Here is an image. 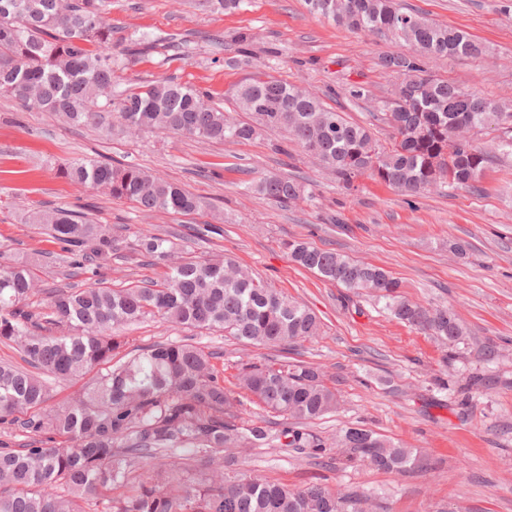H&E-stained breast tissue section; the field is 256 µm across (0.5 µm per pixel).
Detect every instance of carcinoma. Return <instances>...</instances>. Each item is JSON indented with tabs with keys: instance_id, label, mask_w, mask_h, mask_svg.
Returning <instances> with one entry per match:
<instances>
[{
	"instance_id": "cac0c4a2",
	"label": "carcinoma",
	"mask_w": 512,
	"mask_h": 512,
	"mask_svg": "<svg viewBox=\"0 0 512 512\" xmlns=\"http://www.w3.org/2000/svg\"><path fill=\"white\" fill-rule=\"evenodd\" d=\"M305 2L310 13L338 26L408 46L382 58L385 71L401 79L380 108V120L392 129L388 142L314 94L270 76L237 86L234 106L243 120L174 76L119 88L114 69L157 52L158 40H134L124 56L115 55L110 0H0V96L74 126H98L108 115L109 133L243 143L262 131H282L348 192L363 178L409 195L474 187L490 156L456 136L463 129L498 126L495 153L512 155L511 110L424 70L426 59L481 57L483 45L466 31L436 25L397 0ZM61 174L143 212L187 215L204 207L178 184L134 165L80 159ZM250 188L282 207L312 197L303 182L276 173ZM30 220L60 245L54 263L80 284L54 289L42 302L36 300L40 259L21 257L0 268V343L27 364L0 363V512H84L86 501L95 512H366L356 491L318 483L288 488L237 468L234 449L274 440L281 448L325 454L324 443L303 428L339 405L317 368L286 356L241 362L231 389L215 353L184 342L128 351L122 334L127 325L158 318L286 353L318 335L311 309L230 260L183 256L174 262L172 240L158 234L138 237L132 251L163 266L160 278L114 288L101 276L116 255L108 227L62 207ZM288 256L354 295L373 293L397 320L450 346L466 340L454 315L402 299L399 281L381 267L303 241L288 244ZM85 377L88 383L70 401L49 405L55 384ZM237 388L255 398L259 411L248 417L233 411ZM270 415L281 418L275 433ZM14 430L29 434L27 443L13 446ZM336 447L346 461L385 472L425 468L414 449L364 428H346Z\"/></svg>"
}]
</instances>
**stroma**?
Segmentation results:
<instances>
[{"label": "stroma", "mask_w": 512, "mask_h": 512, "mask_svg": "<svg viewBox=\"0 0 512 512\" xmlns=\"http://www.w3.org/2000/svg\"><path fill=\"white\" fill-rule=\"evenodd\" d=\"M401 2L466 30L485 47L479 59L431 63L429 72L512 101V16L501 13L500 0ZM108 18L115 50L143 35H166L189 46L188 55L167 63L153 56L117 71L123 89L174 76L227 108L235 85L265 64L273 76L331 106L347 84L365 83L367 101L342 104L348 120L366 124L398 85L379 58L400 51V44L310 14L303 0H245L232 13L202 0H111ZM241 33L254 36L248 65L238 61ZM271 47L280 49L278 59H269ZM279 140L265 134L222 145L155 132L108 137L0 97V265L54 250L27 219L57 206L88 212L128 246L142 235L178 230L179 255L230 257L319 316V335L299 344L290 358L319 367L336 388L340 407L307 425L308 433L332 450L341 430L359 424L417 449L430 465L404 475L343 460L318 466L301 453L247 446L237 451L242 469L291 488L319 482L357 490L368 512H512V157L490 165L475 191L430 189L407 197L366 179L348 194L304 154L274 151ZM76 159L147 168L202 196L206 205L188 216L140 212L128 201L63 178L61 168ZM269 172L300 176L313 200L282 207L246 190V182ZM200 224L220 232L198 240L192 230ZM294 240L383 267L400 281L406 300L453 311L469 330L467 343L449 347L400 323L370 293L349 296L335 282L296 266L286 249ZM456 241L468 243L466 254L452 250ZM124 334L132 348L185 341L217 350L224 365L281 356L276 347L243 345L220 332L199 333L158 319L127 327ZM485 345L495 348V358H484ZM475 372L492 384V393L468 387Z\"/></svg>", "instance_id": "35a3bbf8"}]
</instances>
